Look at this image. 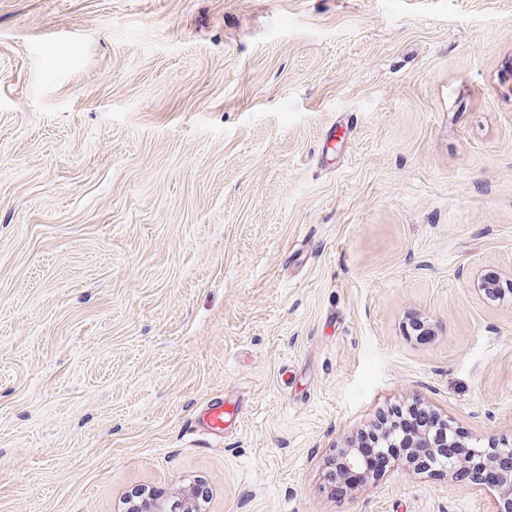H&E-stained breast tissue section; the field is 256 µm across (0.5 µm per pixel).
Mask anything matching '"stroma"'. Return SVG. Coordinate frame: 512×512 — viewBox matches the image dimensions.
Wrapping results in <instances>:
<instances>
[{"label": "stroma", "mask_w": 512, "mask_h": 512, "mask_svg": "<svg viewBox=\"0 0 512 512\" xmlns=\"http://www.w3.org/2000/svg\"><path fill=\"white\" fill-rule=\"evenodd\" d=\"M489 275L512 0H0V512H494L444 470L328 484L392 401L512 442ZM220 399L241 427L196 433Z\"/></svg>", "instance_id": "1"}]
</instances>
